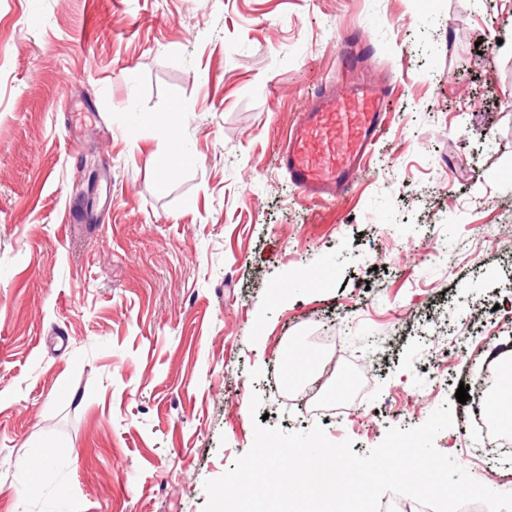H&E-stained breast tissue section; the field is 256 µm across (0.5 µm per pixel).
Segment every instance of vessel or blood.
<instances>
[{"mask_svg": "<svg viewBox=\"0 0 512 512\" xmlns=\"http://www.w3.org/2000/svg\"><path fill=\"white\" fill-rule=\"evenodd\" d=\"M381 94L360 83L314 98L290 133L280 162L303 197L345 190L378 143Z\"/></svg>", "mask_w": 512, "mask_h": 512, "instance_id": "1", "label": "vessel or blood"}]
</instances>
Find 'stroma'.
<instances>
[{"instance_id": "stroma-1", "label": "stroma", "mask_w": 512, "mask_h": 512, "mask_svg": "<svg viewBox=\"0 0 512 512\" xmlns=\"http://www.w3.org/2000/svg\"><path fill=\"white\" fill-rule=\"evenodd\" d=\"M349 80L384 128L312 202L281 147ZM0 269V512H203L256 392L360 455L450 402L436 449L512 491L455 400L512 340V0H0ZM331 339L369 366H315L343 422L283 409L287 351Z\"/></svg>"}]
</instances>
